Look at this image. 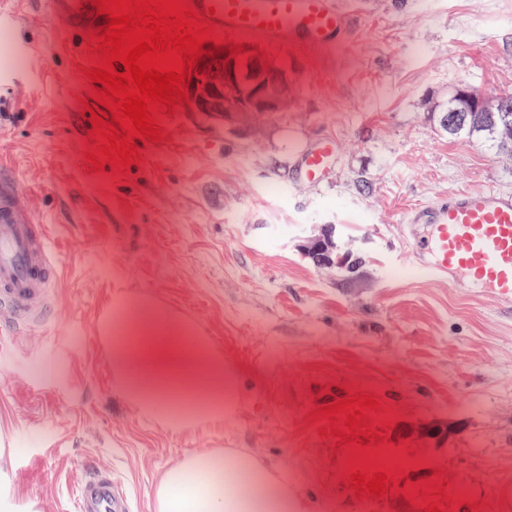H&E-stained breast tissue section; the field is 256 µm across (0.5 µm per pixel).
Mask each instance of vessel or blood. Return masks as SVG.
Masks as SVG:
<instances>
[{
    "instance_id": "1",
    "label": "vessel or blood",
    "mask_w": 512,
    "mask_h": 512,
    "mask_svg": "<svg viewBox=\"0 0 512 512\" xmlns=\"http://www.w3.org/2000/svg\"><path fill=\"white\" fill-rule=\"evenodd\" d=\"M43 14L63 33L103 25L91 0H43ZM214 30L261 36L274 43L312 49L333 44L343 32L346 12L337 0H192ZM334 144L308 150L300 165L303 179L323 183ZM12 187L0 188V329L44 321L51 310L52 286L60 275L59 255L45 225L35 223ZM431 231L413 248L427 259L430 273L449 286L467 281L512 304V194L493 188L469 190L427 209ZM79 512H129L111 473L91 471L80 483Z\"/></svg>"
}]
</instances>
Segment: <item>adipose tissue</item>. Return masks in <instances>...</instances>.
<instances>
[{
	"label": "adipose tissue",
	"mask_w": 512,
	"mask_h": 512,
	"mask_svg": "<svg viewBox=\"0 0 512 512\" xmlns=\"http://www.w3.org/2000/svg\"><path fill=\"white\" fill-rule=\"evenodd\" d=\"M98 332L113 348V392L145 419L181 432L238 413V375L185 316L149 296L119 293ZM154 512H306V506L287 478L254 457L210 450L161 474Z\"/></svg>",
	"instance_id": "obj_1"
}]
</instances>
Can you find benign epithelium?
I'll use <instances>...</instances> for the list:
<instances>
[{
  "label": "benign epithelium",
  "mask_w": 512,
  "mask_h": 512,
  "mask_svg": "<svg viewBox=\"0 0 512 512\" xmlns=\"http://www.w3.org/2000/svg\"><path fill=\"white\" fill-rule=\"evenodd\" d=\"M252 45H243V52L234 60L220 52L199 64L197 75L188 88L189 106L195 116L213 125L222 126L238 135H253L260 124L283 112L295 103L286 67ZM268 67H263V62ZM456 98L468 104L470 112L499 113L496 123L499 136L512 151V99L492 98L468 85L453 88ZM304 251L311 264L318 268L339 266L356 274L362 264L353 253L339 252L336 225L323 224L310 236ZM402 434L410 439L422 438L434 445L448 442V425L430 420L419 426H405Z\"/></svg>",
  "instance_id": "1"
}]
</instances>
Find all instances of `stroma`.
Masks as SVG:
<instances>
[{
	"mask_svg": "<svg viewBox=\"0 0 512 512\" xmlns=\"http://www.w3.org/2000/svg\"><path fill=\"white\" fill-rule=\"evenodd\" d=\"M30 68L0 84V180L47 225L62 271L56 313L0 336V442L21 455L13 490L34 512H78L89 469L112 473L132 512H154L158 476L203 450L245 452L284 474L307 512H422L400 493L356 498L349 445L319 407L361 392L393 422L378 450L408 482L447 481L453 512H512V312L473 284L419 269L424 208L476 188L512 192V157L449 138L435 112L466 83L512 96V0H343L341 42L310 50L239 34L285 63L294 107L242 137L187 107L158 113L126 175L94 172L85 69L96 38L55 36L39 0H7ZM337 155L300 179L304 151ZM362 259L356 277L302 251L321 225ZM184 314L240 378L224 422L173 433L112 391L97 330L116 293ZM447 422V450L399 427ZM336 154V147L330 142L308 150L301 160L300 172L303 179L311 184L323 183L328 175L330 161Z\"/></svg>",
	"mask_w": 512,
	"mask_h": 512,
	"instance_id": "stroma-1",
	"label": "stroma"
}]
</instances>
